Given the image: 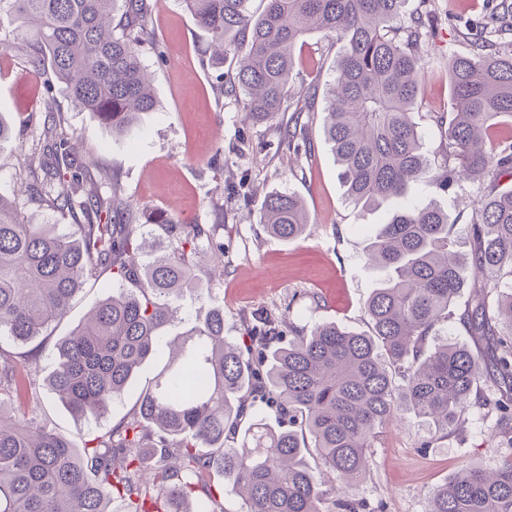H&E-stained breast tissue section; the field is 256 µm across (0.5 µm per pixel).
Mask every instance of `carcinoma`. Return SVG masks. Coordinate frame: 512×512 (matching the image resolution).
<instances>
[{"label": "carcinoma", "instance_id": "obj_1", "mask_svg": "<svg viewBox=\"0 0 512 512\" xmlns=\"http://www.w3.org/2000/svg\"><path fill=\"white\" fill-rule=\"evenodd\" d=\"M184 0L215 60L233 52L231 91L247 97L256 121L289 108L314 111L316 90L290 91L293 54L310 34L340 45L326 91L324 135L341 169L347 199L386 212L363 254L383 273L365 304L371 333L334 323L310 331L293 320L260 317L246 341L224 336V310L212 308L181 333L153 389L121 427L78 450L34 417L16 416L13 400L35 388L39 368L21 371L0 347V512H224L205 474L220 468L244 502L242 512H363L350 490L370 472L369 450L383 427L404 412L436 431L460 426L474 406L496 412L512 434V139L493 126L512 122V27L507 4L462 36L473 54L448 61L449 112L434 160L425 152L413 109L426 60L428 21L402 20L405 0ZM146 0H0V18L15 24L0 37L23 40L29 65L50 71L74 105L114 134L157 106L140 47L153 39ZM44 141L24 155L30 200L83 220L70 234L30 224L0 194V342L26 344L67 312L86 277L124 284L101 300L56 347L49 389L73 413L100 419L149 363L186 291L212 284L193 259L209 240L200 224L159 215L160 234L115 224L126 214L119 185L109 195L89 170L73 169L60 120L46 112ZM436 182L475 193L471 249L451 239L453 224L436 205L407 200L411 186ZM260 223L283 240L302 236L308 217L293 193L269 194ZM481 279L460 316L453 305L467 272ZM501 290L496 304L488 291ZM459 318L485 342L479 357L439 338ZM489 376L493 388L479 386ZM275 410L279 426L255 417L233 447L248 402ZM313 451L336 473L342 494L325 489L306 465ZM428 512H512V451L491 469L472 467L430 498Z\"/></svg>", "mask_w": 512, "mask_h": 512}]
</instances>
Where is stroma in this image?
Wrapping results in <instances>:
<instances>
[{
    "mask_svg": "<svg viewBox=\"0 0 512 512\" xmlns=\"http://www.w3.org/2000/svg\"><path fill=\"white\" fill-rule=\"evenodd\" d=\"M156 44H143L141 60L152 75L154 111L124 136H113L91 113L73 105L62 87L47 88L22 47L0 50V117L17 136L0 142V192L15 199L35 224L72 229V219L28 200L21 192V161L43 137L45 110L59 115L76 164L91 165L101 187L118 184L136 223L165 214L183 224H200L223 251L204 250L196 259L200 276L215 273L218 284L204 296L185 293L183 315L220 307L224 334L237 340L259 314L291 313L304 328L333 323L366 333L367 298L379 274L365 264L362 248L374 235L381 213L364 214L345 198L339 167L323 134L322 110L253 122L243 96L227 93L232 61L213 63L205 33L183 0H149ZM490 0H406L405 16L427 13L434 19L424 47L427 68L414 117L427 150L436 151L442 132L433 115L448 108V61L470 47L460 32L482 22ZM338 52L313 34L295 50V87L332 80ZM293 138L298 151L284 146ZM273 191L299 195L311 221L302 236L284 241L259 222L265 197ZM412 198L445 210L455 228L459 251L470 248V195L435 183L415 185ZM106 279H88L65 317L51 325L29 350L48 368L57 343L111 293ZM159 362H150L112 404L105 418L73 414L46 382L13 403L15 413L35 414L39 422L76 446L118 426L134 412L155 382ZM493 412L475 408L448 436L430 440L428 428L413 416L383 429L372 450L371 472L354 490L370 512H428L434 489L462 471L494 467L507 451L495 433Z\"/></svg>",
    "mask_w": 512,
    "mask_h": 512,
    "instance_id": "35a3bbf8",
    "label": "stroma"
}]
</instances>
